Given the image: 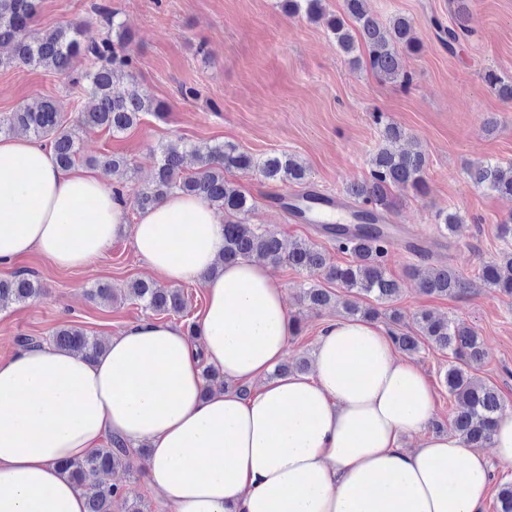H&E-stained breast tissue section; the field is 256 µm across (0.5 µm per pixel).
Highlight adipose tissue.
Returning a JSON list of instances; mask_svg holds the SVG:
<instances>
[{
    "mask_svg": "<svg viewBox=\"0 0 512 512\" xmlns=\"http://www.w3.org/2000/svg\"><path fill=\"white\" fill-rule=\"evenodd\" d=\"M125 234L162 280L205 288L196 334L144 320L92 363L50 344L0 362V512H86L61 463L107 435L145 450L163 512H483L491 461L512 468L511 411L488 454L427 434L431 386L369 319L329 321L311 373L277 374L286 293L263 261L218 267L224 225L208 202L176 193L131 226L96 176L0 138V264L36 251L83 267ZM207 367L228 389L206 390ZM238 381L260 388L243 397ZM417 434L419 447H404Z\"/></svg>",
    "mask_w": 512,
    "mask_h": 512,
    "instance_id": "ef3b65f1",
    "label": "adipose tissue"
}]
</instances>
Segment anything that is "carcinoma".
<instances>
[{"instance_id":"carcinoma-1","label":"carcinoma","mask_w":512,"mask_h":512,"mask_svg":"<svg viewBox=\"0 0 512 512\" xmlns=\"http://www.w3.org/2000/svg\"><path fill=\"white\" fill-rule=\"evenodd\" d=\"M469 2L454 0L453 25L441 29L450 46L471 33ZM366 3L367 0H345L343 17L326 16L323 0H282V7L290 17L302 15L312 22H325L338 47L347 55L366 48L368 66L377 77L399 78L402 83H409V76L403 72V53L419 50L411 36V19L398 15L383 22L366 8ZM36 7L37 0H0V43L13 44V56L6 60L0 58V65L15 63L65 74L81 85L92 105L70 115L55 100L41 98L0 117V137L30 134L45 138L50 143L55 163L69 169L79 159L78 142L84 133L95 128L124 133L137 125L143 114L157 113L162 106L135 86L122 95L112 90L114 81L129 75L132 68V60L117 50V45L127 38L123 24L117 21V12H112L110 29L101 41L84 43L79 27L73 24L46 32L33 31L31 24ZM482 79L499 98L512 102V79L493 69L486 70ZM374 118L376 124L382 126L384 145L371 159L369 178L345 188L346 197L358 208V213L353 215L357 225L353 228L345 224L320 225V230L336 242L338 249L351 253L353 261L348 265L330 266L314 243L297 240L286 246L277 234L245 222L253 203L238 186L224 178V172L256 170L268 181L288 180L305 186L307 170L292 155L257 159L233 145L216 144L201 152L190 151L180 142H170L160 150L153 181L137 190V206L145 212L174 193L198 196L224 210L221 262L257 257L272 264H286L311 279L323 275L344 288L351 298L342 301L331 291L311 283L302 289L304 303L316 309L339 304L349 318H377L381 315L379 309L363 307L359 299L368 297L381 306L388 305L397 297L399 288L388 277L384 266L391 242L374 222L373 213L390 211L394 205L391 190L395 187L422 190L426 158L417 149L395 150L393 145L404 135L402 128L389 121L382 122L379 113ZM188 151L197 157L199 164L190 174L185 173L183 167ZM469 177L478 187L512 197V165L505 169L497 163H478L469 170ZM481 279L486 286L511 297L512 251H505L500 259L484 265ZM420 288L430 296L456 295L465 289V281L453 268L440 265L431 268L421 279ZM40 292L37 279L18 272L0 280V307L26 301ZM124 295L156 315L186 311L181 290L157 282L134 281ZM415 325L414 334L391 332L393 343L407 353H416L426 345L448 352L451 361L444 381L448 394L459 406L450 426L474 447L491 441L505 404L495 386L471 373L472 365L484 359L483 344L463 324L437 318L426 311L415 317ZM52 341L57 347L78 351L89 360L97 359L104 352L103 342L77 326L57 329ZM130 458L126 443L112 437L109 446L98 448L81 459L66 460L61 466L74 483L89 489L88 512H116L118 509L144 512V505L130 500L122 487L99 481V475L128 466ZM496 512H512V481L499 485Z\"/></svg>"}]
</instances>
